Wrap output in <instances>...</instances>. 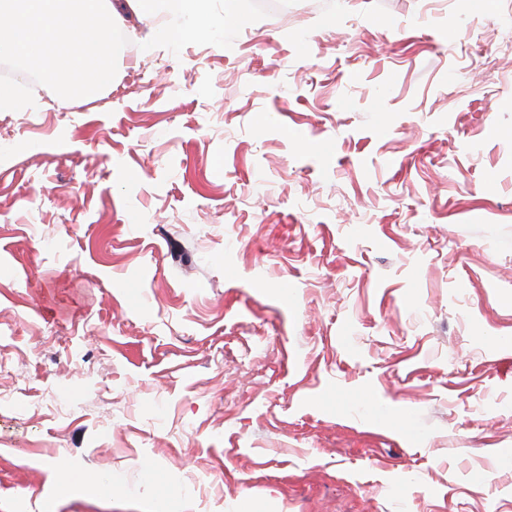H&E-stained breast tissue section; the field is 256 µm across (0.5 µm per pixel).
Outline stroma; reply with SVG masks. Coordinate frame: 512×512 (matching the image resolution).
I'll return each instance as SVG.
<instances>
[{
	"mask_svg": "<svg viewBox=\"0 0 512 512\" xmlns=\"http://www.w3.org/2000/svg\"><path fill=\"white\" fill-rule=\"evenodd\" d=\"M223 3L0 112V512H512V0Z\"/></svg>",
	"mask_w": 512,
	"mask_h": 512,
	"instance_id": "1",
	"label": "stroma"
}]
</instances>
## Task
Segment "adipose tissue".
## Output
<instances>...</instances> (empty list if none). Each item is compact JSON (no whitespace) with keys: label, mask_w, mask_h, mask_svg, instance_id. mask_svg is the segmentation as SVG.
<instances>
[{"label":"adipose tissue","mask_w":512,"mask_h":512,"mask_svg":"<svg viewBox=\"0 0 512 512\" xmlns=\"http://www.w3.org/2000/svg\"><path fill=\"white\" fill-rule=\"evenodd\" d=\"M156 7L197 30L211 25L205 0H0V58L34 60L71 95L90 96L114 77L109 35L126 28L129 13Z\"/></svg>","instance_id":"ef3b65f1"}]
</instances>
